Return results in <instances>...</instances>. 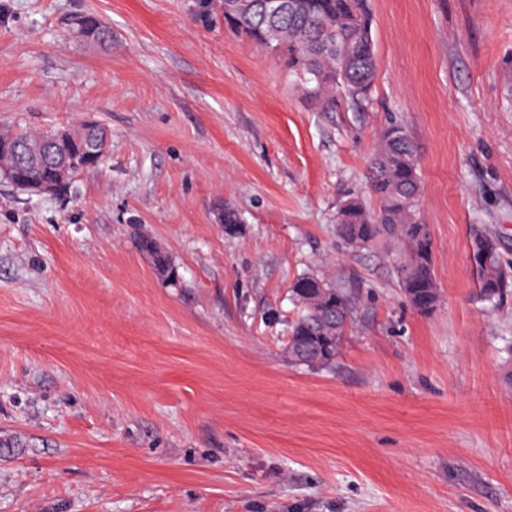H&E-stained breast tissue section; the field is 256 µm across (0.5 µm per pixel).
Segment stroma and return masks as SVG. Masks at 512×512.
I'll use <instances>...</instances> for the list:
<instances>
[{
	"instance_id": "1",
	"label": "stroma",
	"mask_w": 512,
	"mask_h": 512,
	"mask_svg": "<svg viewBox=\"0 0 512 512\" xmlns=\"http://www.w3.org/2000/svg\"><path fill=\"white\" fill-rule=\"evenodd\" d=\"M375 83L323 108L200 0H0V129L93 118L70 195L0 181V512H512V0H371ZM93 13L103 50L70 34ZM407 128L440 301L350 252L376 136ZM235 209L234 231L217 205ZM153 236L178 273L136 246ZM356 289L332 370L289 362L288 288ZM472 249V253H471ZM470 257L483 302H496L512 288L511 275L503 268L498 238L479 228L470 232Z\"/></svg>"
}]
</instances>
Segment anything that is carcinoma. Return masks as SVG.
<instances>
[{
  "mask_svg": "<svg viewBox=\"0 0 512 512\" xmlns=\"http://www.w3.org/2000/svg\"><path fill=\"white\" fill-rule=\"evenodd\" d=\"M286 9L277 17L265 14L266 0H222L224 25L284 59L288 69L301 72L314 83L315 95L325 106L335 103L336 93L355 99L372 88L376 55L369 0H284ZM15 150L14 170H28L36 179L55 186L54 195L70 191L72 178L56 172L50 136L44 133L3 130ZM86 151L80 144L66 156L71 173L86 168ZM369 190L379 203L372 211L358 197L347 199L336 218V235L343 245L355 237L372 247L382 239L397 246V263L407 266L396 283L410 307L433 310L440 298L434 271L433 242L421 211L423 193L414 143L406 128L390 123L378 134L377 151L370 161ZM139 247L153 256L158 273L176 277L169 258L148 236ZM471 261L483 302L500 300L512 288V275L502 265L498 238L484 230L470 232ZM288 296L298 314L290 328V342L299 345L292 363L310 367L304 350L321 346L330 337V358L319 365L336 364L357 305V294L338 280L313 274L293 280Z\"/></svg>",
  "mask_w": 512,
  "mask_h": 512,
  "instance_id": "obj_1",
  "label": "carcinoma"
}]
</instances>
